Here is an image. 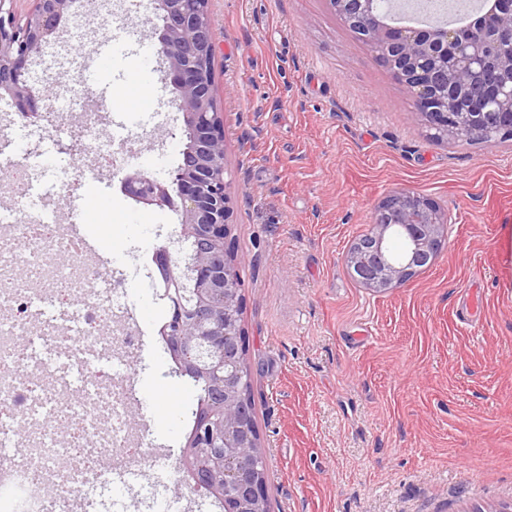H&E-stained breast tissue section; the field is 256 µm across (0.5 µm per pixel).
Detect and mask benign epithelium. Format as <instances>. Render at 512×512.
Listing matches in <instances>:
<instances>
[{
	"mask_svg": "<svg viewBox=\"0 0 512 512\" xmlns=\"http://www.w3.org/2000/svg\"><path fill=\"white\" fill-rule=\"evenodd\" d=\"M16 0H0V96L13 101L25 119L39 112L29 82V61L57 43L74 0H33L21 18ZM157 53L182 113L187 142L182 163L168 180L139 169L125 175L123 192L146 206L179 202L182 240L192 249L179 265L167 249L155 262L156 295L174 316L162 339L172 358L202 377L210 396L199 403L187 437L182 466L197 489L223 502L224 512H268V486L261 440L248 395L241 292L236 261L228 258L232 184L224 163V113L213 87L215 31L209 0H153ZM344 24L365 42L390 74L411 92L415 111L432 137L460 140L463 125L489 142L512 140V80L475 88L469 78L486 70L512 72V0H485L466 27L389 23L382 0H329ZM463 100L475 111H458ZM452 219L435 200L395 189L374 207L371 232L351 246L346 265L353 279L386 293L432 267Z\"/></svg>",
	"mask_w": 512,
	"mask_h": 512,
	"instance_id": "7a95c632",
	"label": "benign epithelium"
}]
</instances>
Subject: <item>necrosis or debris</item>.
Instances as JSON below:
<instances>
[{"label": "necrosis or debris", "instance_id": "necrosis-or-debris-1", "mask_svg": "<svg viewBox=\"0 0 512 512\" xmlns=\"http://www.w3.org/2000/svg\"><path fill=\"white\" fill-rule=\"evenodd\" d=\"M51 163L44 154L24 148L0 173L18 187L12 207L0 212V225L10 230L0 238V305L21 307L23 317L0 320V412L21 420L37 419L42 407L55 405L43 378L60 376L85 387L77 402L61 407L74 441L64 447L51 431L31 427L27 452L16 456L0 440V512H12L16 493L27 496L28 512H55L56 502L41 496L45 482L56 483L62 497L83 492L88 474L101 484L116 485L138 456L123 413L131 393L122 364L143 346L141 337L121 330L105 335L115 319L121 293L99 287L97 272L78 262V249L58 224L53 196L68 192L65 182L50 183L34 194L35 180L47 177ZM33 266V283L16 281L9 273L17 252ZM43 316L44 325L31 340L34 354L18 380L20 358L14 337L27 328L28 313Z\"/></svg>", "mask_w": 512, "mask_h": 512}]
</instances>
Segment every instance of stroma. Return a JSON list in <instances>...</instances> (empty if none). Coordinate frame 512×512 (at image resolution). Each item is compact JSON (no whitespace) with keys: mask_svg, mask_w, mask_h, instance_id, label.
Wrapping results in <instances>:
<instances>
[{"mask_svg":"<svg viewBox=\"0 0 512 512\" xmlns=\"http://www.w3.org/2000/svg\"><path fill=\"white\" fill-rule=\"evenodd\" d=\"M214 89L233 178L231 237L242 325L272 512H498L512 504V147L434 140L406 87L339 19L328 0H210ZM151 0H123L96 32H61L30 82L50 105L73 91L71 113L102 105L107 134L132 153L92 176L78 152L62 155L59 220L97 182L111 222L90 265L132 300L120 325L145 345L131 380L172 408L126 419L142 455L182 450L196 390L175 375L159 331L155 250L181 259L179 215L127 197L141 168L169 178L182 162L183 118L156 71ZM128 56L112 76L135 98L88 82L82 57L109 36ZM436 200L452 217L437 263L394 290L359 285L344 257L394 188ZM171 459L161 491L183 512H219Z\"/></svg>","mask_w":512,"mask_h":512,"instance_id":"1","label":"stroma"}]
</instances>
